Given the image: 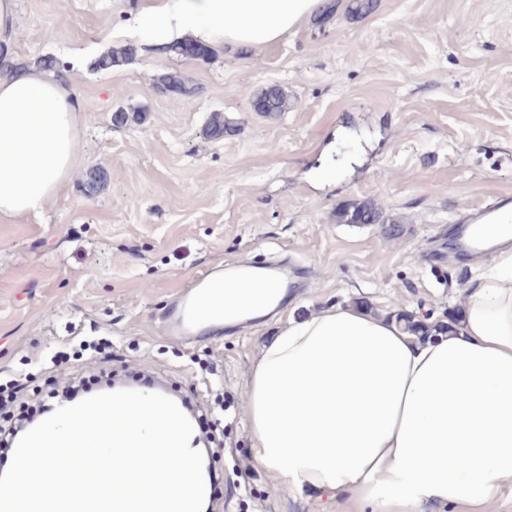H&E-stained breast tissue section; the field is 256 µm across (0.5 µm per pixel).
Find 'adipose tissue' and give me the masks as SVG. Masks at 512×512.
<instances>
[{"mask_svg":"<svg viewBox=\"0 0 512 512\" xmlns=\"http://www.w3.org/2000/svg\"><path fill=\"white\" fill-rule=\"evenodd\" d=\"M324 0H153L151 47L193 40L260 48ZM82 100L61 76L0 72V222L42 212L69 179ZM253 460L291 496L356 512H493L512 493V251L463 290L448 334L419 340L339 305L291 320L265 344L242 397Z\"/></svg>","mask_w":512,"mask_h":512,"instance_id":"obj_1","label":"adipose tissue"}]
</instances>
